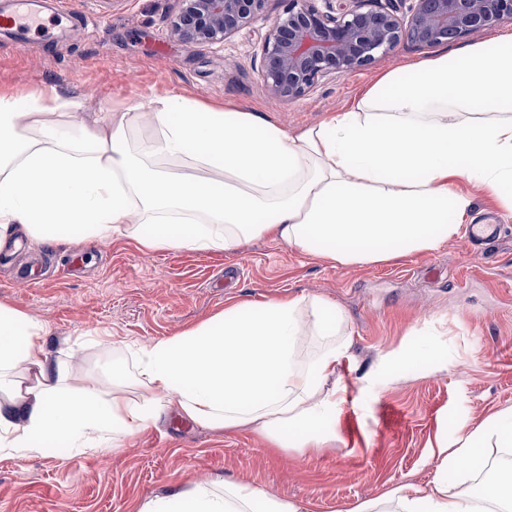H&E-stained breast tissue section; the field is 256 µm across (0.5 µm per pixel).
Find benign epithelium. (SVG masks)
<instances>
[{"instance_id": "1", "label": "benign epithelium", "mask_w": 512, "mask_h": 512, "mask_svg": "<svg viewBox=\"0 0 512 512\" xmlns=\"http://www.w3.org/2000/svg\"><path fill=\"white\" fill-rule=\"evenodd\" d=\"M266 0H179L171 34L197 45L221 41L257 15ZM262 49L261 75L284 100L320 78L365 66L403 42L432 46L512 20V0H399L386 9L366 0H281ZM408 4L406 11L401 5Z\"/></svg>"}]
</instances>
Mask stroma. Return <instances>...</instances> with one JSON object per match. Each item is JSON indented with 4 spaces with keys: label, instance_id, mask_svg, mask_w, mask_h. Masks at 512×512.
I'll return each instance as SVG.
<instances>
[{
    "label": "stroma",
    "instance_id": "35a3bbf8",
    "mask_svg": "<svg viewBox=\"0 0 512 512\" xmlns=\"http://www.w3.org/2000/svg\"><path fill=\"white\" fill-rule=\"evenodd\" d=\"M34 4L42 13H72V26L53 36L29 33L23 45L0 31V92L24 97L55 88L79 101L80 120L179 92L262 113L292 131L347 108L386 71L512 32L511 22L445 45L403 43L282 100L260 75L280 0H267L262 17L232 36L192 46L171 35L178 0ZM454 188L472 193L471 218L493 211L504 220L501 239L485 251H470L459 235L390 264L335 266L266 239L251 241L240 258L188 249L144 254L109 239H72L26 246L0 263V304L45 322L52 356L81 342L71 360L80 371L115 365L132 373L130 348L180 335L240 301L320 296L345 309L352 331L335 447L288 457L252 433H214L171 411L108 453L0 457V512H135L144 499L214 478L311 502L312 512H349L398 485L430 488L447 430L512 406V209L466 181ZM81 246L88 252L79 269L63 274ZM34 269L42 279L31 285L24 274ZM419 336L438 338L448 371L414 367L398 384L369 382L382 355Z\"/></svg>",
    "mask_w": 512,
    "mask_h": 512
}]
</instances>
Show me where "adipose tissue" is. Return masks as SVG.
I'll list each match as a JSON object with an SVG mask.
<instances>
[{
	"label": "adipose tissue",
	"instance_id": "1",
	"mask_svg": "<svg viewBox=\"0 0 512 512\" xmlns=\"http://www.w3.org/2000/svg\"><path fill=\"white\" fill-rule=\"evenodd\" d=\"M60 94L0 93V246L28 238H112L142 251L233 256L264 237L343 266L437 251L473 197L461 178L512 209V34L380 75L353 105L291 132L256 112L173 93L89 122ZM155 131L135 146L145 122ZM42 321L0 305V454L118 448L176 411L217 431L249 430L267 447H332L349 319L325 298L228 305L180 335L139 346L135 390L113 372L51 359ZM444 371L439 341L418 338L375 373ZM512 447V407L460 426L438 451L432 488L389 490L352 512H512V473L475 496L458 463ZM136 512H307L243 482H192Z\"/></svg>",
	"mask_w": 512,
	"mask_h": 512
}]
</instances>
